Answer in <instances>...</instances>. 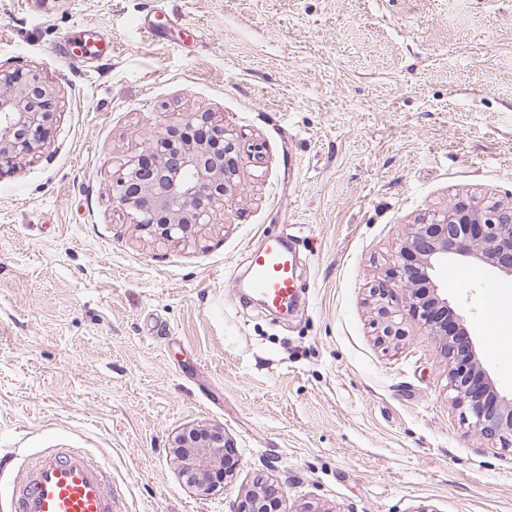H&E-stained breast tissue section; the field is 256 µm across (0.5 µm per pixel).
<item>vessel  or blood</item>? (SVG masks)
Masks as SVG:
<instances>
[{
    "label": "vessel or blood",
    "mask_w": 512,
    "mask_h": 512,
    "mask_svg": "<svg viewBox=\"0 0 512 512\" xmlns=\"http://www.w3.org/2000/svg\"><path fill=\"white\" fill-rule=\"evenodd\" d=\"M103 36L67 40L61 58L79 65L106 55ZM248 290L269 307L292 302L300 288L291 255L272 242L253 255ZM9 475L11 512H117L112 475L81 448H47L29 460L0 454V476Z\"/></svg>",
    "instance_id": "obj_1"
}]
</instances>
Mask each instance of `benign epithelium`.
Segmentation results:
<instances>
[{"instance_id": "7a95c632", "label": "benign epithelium", "mask_w": 512, "mask_h": 512, "mask_svg": "<svg viewBox=\"0 0 512 512\" xmlns=\"http://www.w3.org/2000/svg\"><path fill=\"white\" fill-rule=\"evenodd\" d=\"M56 101L54 88L33 71L0 68V174L43 146ZM188 115L177 125L156 132L143 156L122 166L112 197L133 224L164 239H185L224 208L242 159L226 138L222 124L209 126L206 138L181 139L195 120ZM450 258L488 266L512 279V203L477 204L459 199L431 221L416 225L402 243L392 272L393 283L407 291L408 312L428 332L441 338L448 359V390L462 409L463 420L501 449L512 448V394H501L483 368L462 318L455 335L448 334V291L434 279L436 267ZM390 284L372 289L379 339L404 334L401 311L385 302ZM172 452L189 483L201 494L219 486L213 476L224 473V432L191 428L176 435ZM235 512H270L269 499L258 488L244 496Z\"/></svg>"}]
</instances>
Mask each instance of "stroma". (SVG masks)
<instances>
[{"instance_id":"1","label":"stroma","mask_w":512,"mask_h":512,"mask_svg":"<svg viewBox=\"0 0 512 512\" xmlns=\"http://www.w3.org/2000/svg\"><path fill=\"white\" fill-rule=\"evenodd\" d=\"M157 23L148 34L144 21ZM86 31L112 54L79 68ZM0 67L58 92L46 145L0 174V451L83 448L122 512H512V453L464 424L439 339L382 343L370 290L459 195L512 202V0H0ZM208 112L244 166L187 242L138 231L121 165ZM295 248L285 315L240 300L251 254ZM435 279L512 392V287ZM219 427L236 461L202 496L169 443ZM109 41L102 35L65 40L58 46V54L61 58L73 65L82 64L89 57H101L108 55L110 49H106ZM101 46V48H100Z\"/></svg>"}]
</instances>
